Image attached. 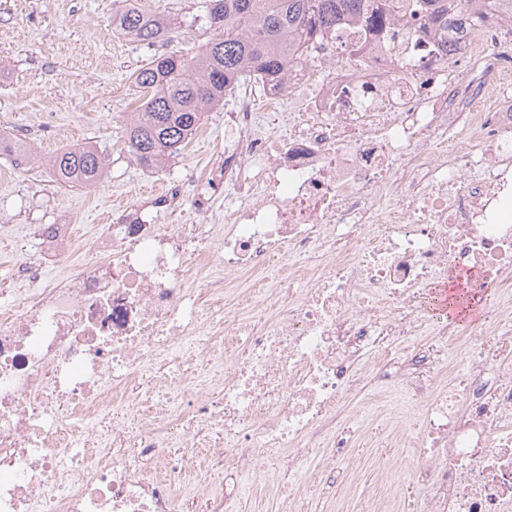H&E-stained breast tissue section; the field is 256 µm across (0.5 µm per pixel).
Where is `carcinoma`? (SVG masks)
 <instances>
[{
	"instance_id": "cac0c4a2",
	"label": "carcinoma",
	"mask_w": 512,
	"mask_h": 512,
	"mask_svg": "<svg viewBox=\"0 0 512 512\" xmlns=\"http://www.w3.org/2000/svg\"><path fill=\"white\" fill-rule=\"evenodd\" d=\"M116 17L119 34L153 44L174 25L170 17L147 11L141 0H125ZM399 0H205L212 26L221 35L185 59L160 55L134 73L139 105L125 124L126 144L146 168H159L178 154L200 125L205 110L224 99V89L242 80L284 78L288 64L306 60L315 34L346 16L366 20L392 11ZM419 9L435 21L448 0H421ZM56 180L90 185L105 175L102 155L93 147H74L49 163Z\"/></svg>"
}]
</instances>
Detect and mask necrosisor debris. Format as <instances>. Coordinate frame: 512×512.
Returning <instances> with one entry per match:
<instances>
[{
  "label": "necrosis or debris",
  "instance_id": "necrosis-or-debris-1",
  "mask_svg": "<svg viewBox=\"0 0 512 512\" xmlns=\"http://www.w3.org/2000/svg\"><path fill=\"white\" fill-rule=\"evenodd\" d=\"M469 9L475 39L338 19L204 170L90 241L38 226L0 281V512H224L225 471L283 469L339 512H512V299L422 316L461 271L512 287V0ZM387 428L420 456L369 511L333 475Z\"/></svg>",
  "mask_w": 512,
  "mask_h": 512
}]
</instances>
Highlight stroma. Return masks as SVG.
<instances>
[{"mask_svg": "<svg viewBox=\"0 0 512 512\" xmlns=\"http://www.w3.org/2000/svg\"><path fill=\"white\" fill-rule=\"evenodd\" d=\"M204 0H143L180 26L153 44L117 34L114 17L123 0H0V137L25 142L26 156L0 154V280L36 257L37 224L74 225L90 239L98 214L137 202L166 179L207 166L224 147V108L205 112L187 146L160 169L139 165L124 141L127 112L140 93L133 74L153 57L194 56L216 34L206 22ZM91 146L105 158L106 174L91 186L59 183L46 162L58 150ZM358 474L356 495L365 497L390 479L376 457L384 448L359 442L349 448Z\"/></svg>", "mask_w": 512, "mask_h": 512, "instance_id": "stroma-1", "label": "stroma"}]
</instances>
